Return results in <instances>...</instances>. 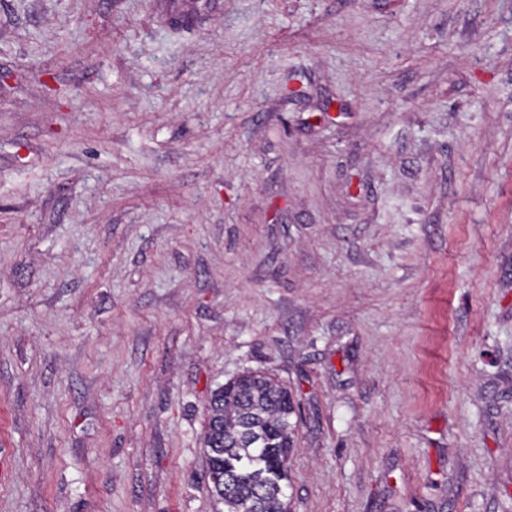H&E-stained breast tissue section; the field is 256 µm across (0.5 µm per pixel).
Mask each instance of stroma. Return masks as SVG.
I'll use <instances>...</instances> for the list:
<instances>
[{
    "label": "stroma",
    "instance_id": "stroma-1",
    "mask_svg": "<svg viewBox=\"0 0 512 512\" xmlns=\"http://www.w3.org/2000/svg\"><path fill=\"white\" fill-rule=\"evenodd\" d=\"M512 512V0H0V512ZM293 400L274 377L247 371L219 387L207 408L208 478L224 512H287L286 460Z\"/></svg>",
    "mask_w": 512,
    "mask_h": 512
}]
</instances>
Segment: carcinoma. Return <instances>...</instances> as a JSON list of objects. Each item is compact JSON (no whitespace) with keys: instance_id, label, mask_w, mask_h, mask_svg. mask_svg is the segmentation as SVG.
I'll list each match as a JSON object with an SVG mask.
<instances>
[{"instance_id":"obj_1","label":"carcinoma","mask_w":512,"mask_h":512,"mask_svg":"<svg viewBox=\"0 0 512 512\" xmlns=\"http://www.w3.org/2000/svg\"><path fill=\"white\" fill-rule=\"evenodd\" d=\"M294 412L288 389L261 372L247 371L213 393L204 444L224 512H287L282 491L290 480Z\"/></svg>"}]
</instances>
